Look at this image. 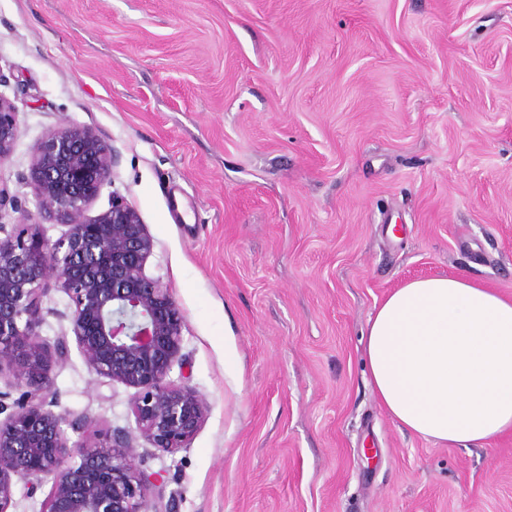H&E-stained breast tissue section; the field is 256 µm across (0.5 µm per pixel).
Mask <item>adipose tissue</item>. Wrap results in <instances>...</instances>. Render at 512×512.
Returning <instances> with one entry per match:
<instances>
[{"label": "adipose tissue", "instance_id": "1", "mask_svg": "<svg viewBox=\"0 0 512 512\" xmlns=\"http://www.w3.org/2000/svg\"><path fill=\"white\" fill-rule=\"evenodd\" d=\"M363 342L377 402L409 433L466 448L512 430V300L462 276L412 279Z\"/></svg>", "mask_w": 512, "mask_h": 512}]
</instances>
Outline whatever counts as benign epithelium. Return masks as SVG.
Here are the masks:
<instances>
[{"label": "benign epithelium", "mask_w": 512, "mask_h": 512, "mask_svg": "<svg viewBox=\"0 0 512 512\" xmlns=\"http://www.w3.org/2000/svg\"><path fill=\"white\" fill-rule=\"evenodd\" d=\"M18 124L17 106L0 94V164L14 152ZM114 163L110 141L62 123L31 148L24 186L36 218L15 207L8 231L0 211V383L24 389L10 412L0 391V414L8 412L0 419V512L14 506L17 483L32 495L44 477L52 486L38 512H174L171 501L149 502L164 479L137 465L136 441L173 453L209 412L194 388L169 378L184 317L162 279L146 272L154 243L139 212L114 194L106 210L88 215ZM47 224L65 230L53 241ZM54 292L67 298L57 315L69 332L51 342L42 334L43 302ZM70 339L90 373L134 389L136 433L98 438L95 418L69 421L53 410V370L68 359Z\"/></svg>", "instance_id": "benign-epithelium-1"}]
</instances>
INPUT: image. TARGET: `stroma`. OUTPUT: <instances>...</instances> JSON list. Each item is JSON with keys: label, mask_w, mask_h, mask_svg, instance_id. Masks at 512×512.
I'll list each match as a JSON object with an SVG mask.
<instances>
[{"label": "stroma", "mask_w": 512, "mask_h": 512, "mask_svg": "<svg viewBox=\"0 0 512 512\" xmlns=\"http://www.w3.org/2000/svg\"><path fill=\"white\" fill-rule=\"evenodd\" d=\"M0 187L62 121L111 140L89 213L141 215L185 321L171 380L210 405L140 443L176 512H512V431L445 447L367 382L390 292L461 275L512 300V0H0ZM57 412L134 430L77 349ZM19 112L17 106L0 94V164L8 161L15 149L18 136Z\"/></svg>", "instance_id": "35a3bbf8"}]
</instances>
